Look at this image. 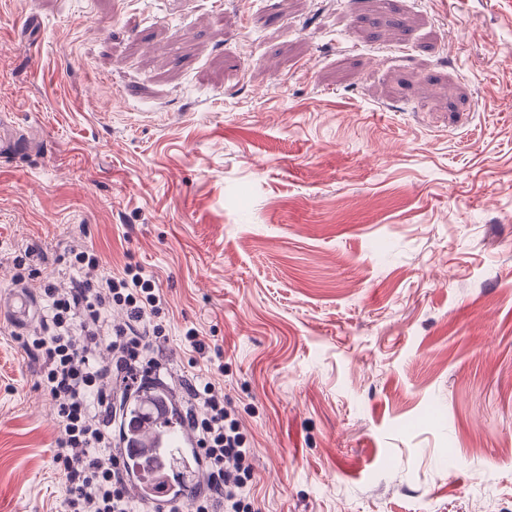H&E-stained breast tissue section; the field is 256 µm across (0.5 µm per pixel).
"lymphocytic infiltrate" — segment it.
<instances>
[{
	"instance_id": "1",
	"label": "lymphocytic infiltrate",
	"mask_w": 512,
	"mask_h": 512,
	"mask_svg": "<svg viewBox=\"0 0 512 512\" xmlns=\"http://www.w3.org/2000/svg\"><path fill=\"white\" fill-rule=\"evenodd\" d=\"M34 249L16 255V269L40 280L42 314L38 331L26 337L23 350L38 365V385L56 410L64 437L53 461L65 486L64 512H138L127 493L128 470L112 448L115 406L104 384L120 373L128 386L162 379L159 353L170 339L165 318L169 302L155 279L139 266L99 273L94 250L68 253L67 291H59L53 274L33 268ZM127 322L110 325L113 310ZM195 370L186 381L191 406L186 412L207 480L191 494L192 512H256L251 487L253 450L238 410L216 382L224 371L220 349L201 338L197 328L183 336ZM112 353L103 364L100 348Z\"/></svg>"
}]
</instances>
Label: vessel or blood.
<instances>
[{
	"instance_id": "obj_1",
	"label": "vessel or blood",
	"mask_w": 512,
	"mask_h": 512,
	"mask_svg": "<svg viewBox=\"0 0 512 512\" xmlns=\"http://www.w3.org/2000/svg\"><path fill=\"white\" fill-rule=\"evenodd\" d=\"M0 311L25 325L36 313V300L29 289L16 287L0 297ZM177 408L175 393L158 388L130 397L122 419L120 458L129 468V482L140 505L151 512H170L182 500L186 480L202 477L197 442Z\"/></svg>"
}]
</instances>
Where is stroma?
I'll list each match as a JSON object with an SVG mask.
<instances>
[{
  "mask_svg": "<svg viewBox=\"0 0 512 512\" xmlns=\"http://www.w3.org/2000/svg\"><path fill=\"white\" fill-rule=\"evenodd\" d=\"M0 117V292L30 246L153 276L259 512H512V0H0ZM17 334L0 512H61Z\"/></svg>",
  "mask_w": 512,
  "mask_h": 512,
  "instance_id": "stroma-1",
  "label": "stroma"
}]
</instances>
